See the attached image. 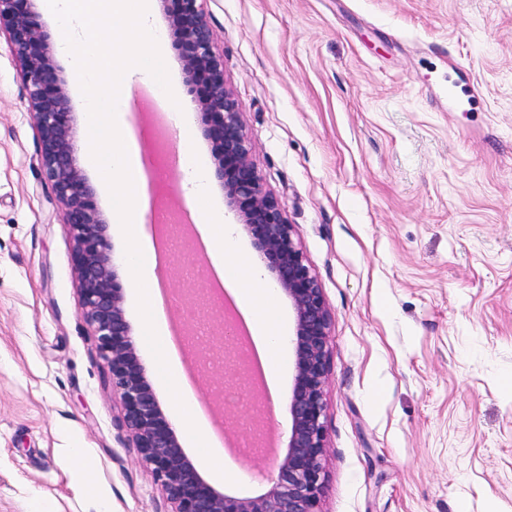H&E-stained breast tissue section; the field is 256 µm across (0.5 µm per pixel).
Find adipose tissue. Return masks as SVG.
Wrapping results in <instances>:
<instances>
[{
	"label": "adipose tissue",
	"mask_w": 512,
	"mask_h": 512,
	"mask_svg": "<svg viewBox=\"0 0 512 512\" xmlns=\"http://www.w3.org/2000/svg\"><path fill=\"white\" fill-rule=\"evenodd\" d=\"M186 174L190 184L189 195L200 213V232L204 240L214 247V265L254 324V339L266 373L271 378H278L284 338L271 311L274 294L261 285L264 278L262 268L238 251L232 225L224 223L222 217L207 208L209 183L205 169L190 166Z\"/></svg>",
	"instance_id": "adipose-tissue-1"
}]
</instances>
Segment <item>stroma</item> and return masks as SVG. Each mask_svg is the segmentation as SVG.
<instances>
[{"label": "stroma", "mask_w": 512, "mask_h": 512, "mask_svg": "<svg viewBox=\"0 0 512 512\" xmlns=\"http://www.w3.org/2000/svg\"><path fill=\"white\" fill-rule=\"evenodd\" d=\"M180 105L157 131L152 105L120 109L141 156L190 149L212 169L169 13L148 0ZM214 50L264 189L293 224L332 316L326 480L319 512H512V0H204ZM76 114L71 58L56 56ZM196 223L157 255L164 313L194 332L220 310L187 276ZM284 353L274 413L225 409L230 430L288 435ZM80 305L64 210L42 172L17 63L0 38V512H169L122 425ZM213 488L262 492L276 457H236L224 480L186 429ZM81 443L86 483L65 463Z\"/></svg>", "instance_id": "obj_1"}]
</instances>
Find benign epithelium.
<instances>
[{"mask_svg":"<svg viewBox=\"0 0 512 512\" xmlns=\"http://www.w3.org/2000/svg\"><path fill=\"white\" fill-rule=\"evenodd\" d=\"M36 0H0V35L20 66L28 106L41 142V166L64 209L74 243L81 308L97 337L112 391L123 406V424L151 469L172 512H318L325 473V393L331 315L277 201L252 163L239 104L224 85V62L212 46L203 0H162L170 12L175 51L185 82L197 95L204 137L215 150L213 181L227 207L251 237L258 261L288 299L295 324L291 339L295 375L288 396V438L270 487L252 497L212 488L185 454L175 427L161 411L139 357L125 309L118 269L124 255L109 242L95 190L74 144L75 113L56 73L49 34L35 21Z\"/></svg>","mask_w":512,"mask_h":512,"instance_id":"obj_1","label":"benign epithelium"}]
</instances>
